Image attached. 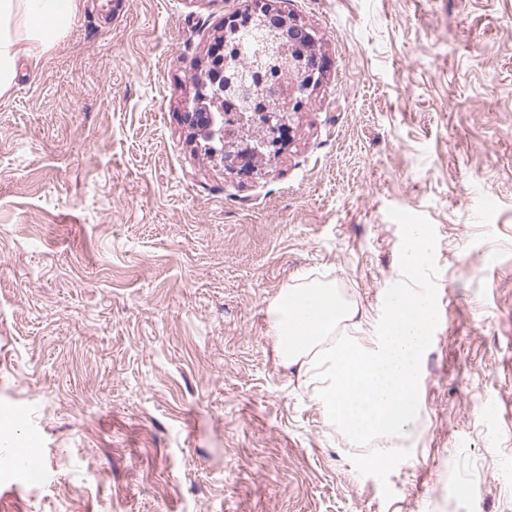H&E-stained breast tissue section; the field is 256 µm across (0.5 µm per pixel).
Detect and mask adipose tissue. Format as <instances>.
<instances>
[{"label": "adipose tissue", "instance_id": "obj_1", "mask_svg": "<svg viewBox=\"0 0 512 512\" xmlns=\"http://www.w3.org/2000/svg\"><path fill=\"white\" fill-rule=\"evenodd\" d=\"M75 0H0V94L20 60L37 61L70 27Z\"/></svg>", "mask_w": 512, "mask_h": 512}]
</instances>
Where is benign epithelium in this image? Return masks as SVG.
<instances>
[{"instance_id":"7a95c632","label":"benign epithelium","mask_w":512,"mask_h":512,"mask_svg":"<svg viewBox=\"0 0 512 512\" xmlns=\"http://www.w3.org/2000/svg\"><path fill=\"white\" fill-rule=\"evenodd\" d=\"M279 16L290 29L292 40L274 39L265 44L262 59L243 74L224 55L226 46L212 57L209 82L203 83L201 94L211 91L214 105L219 107L222 128L214 130L212 112H187L185 120L206 134L215 135L238 125L240 133L226 139L224 165L247 176L253 173L256 159L276 154L287 140L293 116L303 111L307 97L320 81L324 63L314 50L315 38L297 19L285 12L275 14L269 0H260L249 11L234 13L224 20V29L242 26L263 29L266 19ZM286 71L292 81L282 86L276 103L269 102L267 86L276 72ZM263 122L267 135L255 140L248 126Z\"/></svg>"}]
</instances>
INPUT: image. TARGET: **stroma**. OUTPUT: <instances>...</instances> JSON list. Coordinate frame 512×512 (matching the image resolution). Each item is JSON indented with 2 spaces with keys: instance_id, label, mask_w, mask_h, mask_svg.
Masks as SVG:
<instances>
[{
  "instance_id": "1",
  "label": "stroma",
  "mask_w": 512,
  "mask_h": 512,
  "mask_svg": "<svg viewBox=\"0 0 512 512\" xmlns=\"http://www.w3.org/2000/svg\"><path fill=\"white\" fill-rule=\"evenodd\" d=\"M249 4L77 0L0 95V512H512V0H270L325 69L246 177L183 115ZM391 207L434 227L439 325L383 484L270 306L330 282L375 333Z\"/></svg>"
}]
</instances>
